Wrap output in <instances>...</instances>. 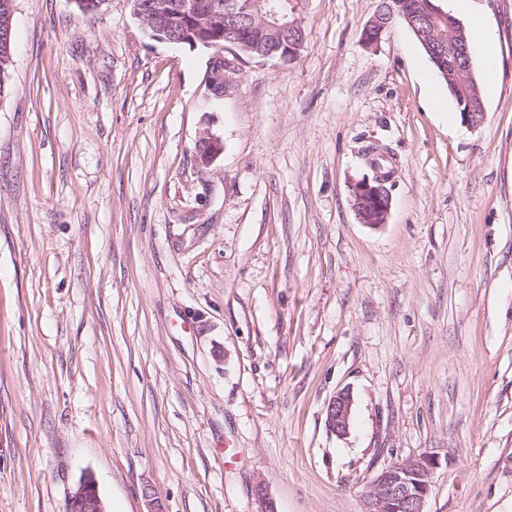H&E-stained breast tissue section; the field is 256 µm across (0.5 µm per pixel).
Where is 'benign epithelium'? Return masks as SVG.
I'll return each instance as SVG.
<instances>
[{
    "label": "benign epithelium",
    "instance_id": "obj_1",
    "mask_svg": "<svg viewBox=\"0 0 512 512\" xmlns=\"http://www.w3.org/2000/svg\"><path fill=\"white\" fill-rule=\"evenodd\" d=\"M133 15L142 23L151 36L173 44H206L202 34L216 21L219 14L206 6L204 0H184L182 11L194 19L195 28L177 35L155 25V19L165 14L170 5L167 0H129ZM263 0H224V17H236L244 22L253 18V11ZM396 17L391 4L379 12L365 27L370 38L363 40L367 47L380 41L382 35ZM261 27L265 32L281 37L288 33V40L281 42L283 53L280 58L297 56L300 43L295 37L298 21L288 19L272 10L262 17ZM448 33L453 36L448 56H440L441 67L454 72L461 60L469 59L470 52L463 33V26L453 17H448ZM234 60L224 57L223 50L213 54L210 68L205 78L207 94L224 97L237 83L235 61L239 60L238 48H233ZM219 140L209 132H204L198 141L197 158L201 165H210L221 153ZM373 176L354 182L351 186L352 207L359 221L371 226L387 223L391 196L388 184L392 181L391 172L382 171L381 163L374 159L371 163ZM353 399L349 392L338 393L328 405L326 421L329 430L338 436L349 433ZM435 460L428 455L408 457L383 469L375 478L365 498L364 512H423L425 500L430 492ZM67 512H106L95 479L87 474L80 478L67 499Z\"/></svg>",
    "mask_w": 512,
    "mask_h": 512
}]
</instances>
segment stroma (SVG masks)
<instances>
[{
    "mask_svg": "<svg viewBox=\"0 0 512 512\" xmlns=\"http://www.w3.org/2000/svg\"><path fill=\"white\" fill-rule=\"evenodd\" d=\"M380 0H301L291 60L151 38L128 0H16L0 100V512H363L437 460L423 512H512V0L477 128ZM223 150L197 162L202 132ZM395 171L361 223L366 150ZM351 427L326 425L338 392ZM394 7L397 8L396 5ZM394 7L392 3L385 4L384 7H380L379 12L367 24L364 29L362 40L365 46L372 47L378 44L382 35L390 26V22H392L397 16ZM365 31H367V35L371 36L369 39H365ZM372 178L365 177L351 186L352 207L359 221L371 226L386 224L390 209L391 196L387 185L392 181L391 171H382L377 159L371 163ZM435 460L421 455L383 469L365 498L364 512H423L430 492ZM67 512H106L95 479L84 475L67 499Z\"/></svg>",
    "mask_w": 512,
    "mask_h": 512,
    "instance_id": "obj_1",
    "label": "stroma"
}]
</instances>
